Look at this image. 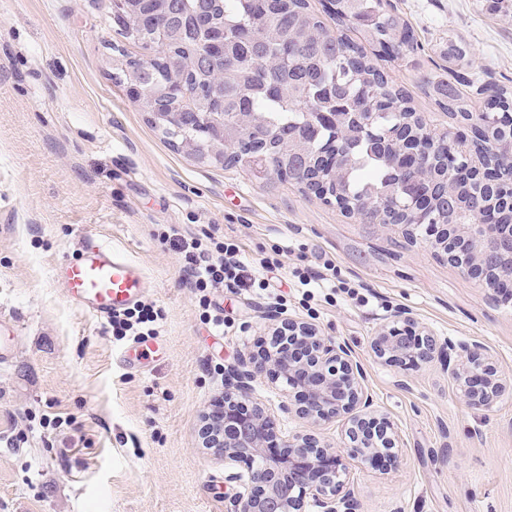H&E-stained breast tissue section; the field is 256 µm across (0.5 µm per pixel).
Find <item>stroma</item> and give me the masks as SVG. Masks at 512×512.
<instances>
[{
  "instance_id": "1",
  "label": "stroma",
  "mask_w": 512,
  "mask_h": 512,
  "mask_svg": "<svg viewBox=\"0 0 512 512\" xmlns=\"http://www.w3.org/2000/svg\"><path fill=\"white\" fill-rule=\"evenodd\" d=\"M390 4L423 50L414 65L385 69L432 127L459 129L426 80L512 91V0L503 12L489 0ZM451 36L467 50L463 66L443 56ZM148 56L117 34L112 0H0V319L17 327L0 366V512H229L238 484L201 448L200 418L224 394L221 369L268 335L269 308L223 288L214 300L224 326L207 324L180 255L158 239L169 224L235 235L255 267L293 244L268 275L288 295V316L350 344L375 408L403 439L391 466L347 458L361 512H512V400L472 409L439 361L405 369L371 350L402 307L438 342L483 343L512 377V305L493 303L423 239L346 216L293 181L258 182L172 146L116 79L126 59ZM89 235L146 273L145 299L162 313L147 370L122 367L130 339L63 295L55 270ZM326 258L340 289L303 300L294 272ZM253 398L280 413L285 435L312 431L343 450L344 419L313 427L281 414L284 388L265 378Z\"/></svg>"
}]
</instances>
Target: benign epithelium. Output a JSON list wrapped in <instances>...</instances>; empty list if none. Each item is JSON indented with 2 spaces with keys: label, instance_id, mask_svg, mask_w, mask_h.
Masks as SVG:
<instances>
[{
  "label": "benign epithelium",
  "instance_id": "benign-epithelium-1",
  "mask_svg": "<svg viewBox=\"0 0 512 512\" xmlns=\"http://www.w3.org/2000/svg\"><path fill=\"white\" fill-rule=\"evenodd\" d=\"M132 5L133 0H113L118 26L130 24ZM210 82L203 105L193 111L159 112L149 106V118L161 132L180 138V147L201 163L231 164L258 178L275 173L272 159L262 154L243 157L230 145L233 130L224 125V112L208 105L223 87V70L212 71ZM403 151L413 157L419 175L428 174L422 140L406 141ZM455 174L470 183L489 179L477 160L457 173L448 170L447 177ZM420 229L435 252L484 285L494 301L512 302V224H497L493 216L480 214L473 224H422ZM268 319L278 349L261 345L227 372L224 396L202 413L201 447L224 458L227 465H245V472L234 476L239 491L232 512H301L308 501L319 512H360L342 455L311 433L283 437L274 415L259 403L245 408V400L261 378L284 382L297 394L283 412L314 421L344 418L349 454L368 465L396 461L398 431L373 409L363 388L364 369L348 343L305 321L277 314ZM371 350L385 363L419 366L439 360L455 380L460 397L476 409L489 411L512 396V381L502 378L483 345L452 340L439 344L403 308L387 318Z\"/></svg>",
  "mask_w": 512,
  "mask_h": 512
}]
</instances>
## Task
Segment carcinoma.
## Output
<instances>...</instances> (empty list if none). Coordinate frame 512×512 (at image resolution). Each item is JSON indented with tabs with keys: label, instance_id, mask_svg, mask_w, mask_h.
<instances>
[{
	"label": "carcinoma",
	"instance_id": "cac0c4a2",
	"mask_svg": "<svg viewBox=\"0 0 512 512\" xmlns=\"http://www.w3.org/2000/svg\"><path fill=\"white\" fill-rule=\"evenodd\" d=\"M339 22L356 26L363 43L380 48L368 55L362 43L330 32L310 10L308 0H166L154 25L166 32L162 49L143 67L144 88L154 93L155 82L175 74L173 61L197 55L211 34L224 29L228 41L224 59L211 60L185 77L182 100L193 103L201 73L214 67L224 69V120L239 112L254 114V123L239 147L249 152L264 148L276 155L277 165H288V141L284 136L303 126L310 135L308 154L336 142L342 167L332 201L357 206L372 204L386 220L396 203L409 196L421 197L427 186L417 181L396 154H382L373 136L392 131L402 123L415 125L416 108L410 96L383 70L382 55L406 64L421 51L413 28L387 0H330ZM444 55L460 64L466 48L448 38ZM438 105L449 114L467 119L471 112L465 96L451 83L428 82ZM501 108L512 112L507 91L495 88L487 96L485 111ZM316 112H371L370 122L344 138L336 126ZM512 139V123L504 121L491 136L474 138V152L495 160L497 145ZM490 187L480 190L468 185L462 191L448 186V196L435 198L422 215L409 218L412 224H469L474 206L489 196Z\"/></svg>",
	"mask_w": 512,
	"mask_h": 512
}]
</instances>
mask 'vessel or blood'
<instances>
[{
  "label": "vessel or blood",
  "instance_id": "b4317fda",
  "mask_svg": "<svg viewBox=\"0 0 512 512\" xmlns=\"http://www.w3.org/2000/svg\"><path fill=\"white\" fill-rule=\"evenodd\" d=\"M57 276L67 300L101 323L141 301L147 284L140 265L96 237L85 239Z\"/></svg>",
  "mask_w": 512,
  "mask_h": 512
}]
</instances>
